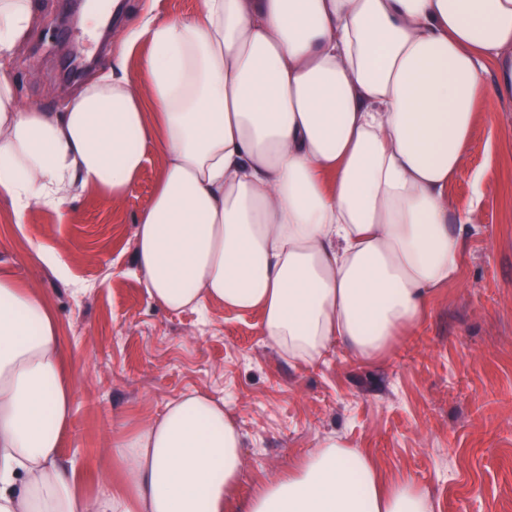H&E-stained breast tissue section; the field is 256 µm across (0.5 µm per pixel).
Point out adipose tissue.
I'll return each instance as SVG.
<instances>
[{
    "label": "adipose tissue",
    "instance_id": "obj_1",
    "mask_svg": "<svg viewBox=\"0 0 512 512\" xmlns=\"http://www.w3.org/2000/svg\"><path fill=\"white\" fill-rule=\"evenodd\" d=\"M33 0H0V199L15 223L120 201L162 156L134 229L148 300L256 312L285 359L373 360L457 282L471 212L448 186L488 92L512 101V0H199L150 14L63 111L21 105L8 66ZM147 46L137 69L128 54ZM495 84H488V72ZM73 366L44 293L0 272V512H432L333 437L248 499L224 400L191 391L112 426L115 485L62 456Z\"/></svg>",
    "mask_w": 512,
    "mask_h": 512
}]
</instances>
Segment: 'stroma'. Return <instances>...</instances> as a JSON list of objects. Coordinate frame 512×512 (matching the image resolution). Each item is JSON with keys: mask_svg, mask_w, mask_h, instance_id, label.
Wrapping results in <instances>:
<instances>
[{"mask_svg": "<svg viewBox=\"0 0 512 512\" xmlns=\"http://www.w3.org/2000/svg\"><path fill=\"white\" fill-rule=\"evenodd\" d=\"M97 26L72 23L74 0H35L36 21L12 76L20 101L61 111L68 94L112 65L137 17L190 16L197 0H113ZM138 185L115 203L73 200L65 216L33 210L16 225L0 203V268L47 297L74 362L72 426L62 453L81 463L88 492L112 477L115 422L148 420L188 391L225 400L244 440L240 495L332 435L366 449L383 473L412 474L434 512H512V107L478 106L470 148L448 186V207L476 229L461 278L386 355L362 361L332 347L291 364L266 342L260 316L215 304L206 314L151 305L132 269L133 226L161 165L154 148ZM481 183H474V172ZM40 243L63 259L55 276L30 261Z\"/></svg>", "mask_w": 512, "mask_h": 512, "instance_id": "stroma-1", "label": "stroma"}]
</instances>
